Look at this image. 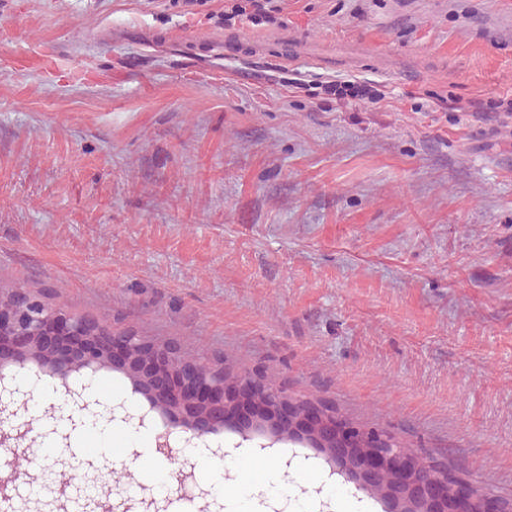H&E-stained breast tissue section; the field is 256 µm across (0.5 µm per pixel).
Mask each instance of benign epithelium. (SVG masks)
<instances>
[{"label":"benign epithelium","instance_id":"obj_1","mask_svg":"<svg viewBox=\"0 0 512 512\" xmlns=\"http://www.w3.org/2000/svg\"><path fill=\"white\" fill-rule=\"evenodd\" d=\"M104 369L121 372L130 391L104 396L99 388ZM31 406L45 407L37 420L44 421V434L54 436L59 448L70 447V437L87 415L109 430L154 435L156 458L166 463L183 458L170 478L179 498L199 503L197 512H223L224 503L201 487L190 456L226 457V429L240 437L236 447L252 442L259 454L301 440L322 455L330 475L381 502H394L399 492L421 505L415 512H505L496 499L435 474L437 462L391 447L377 431L349 425L308 403L270 402L259 379L226 381L192 360L175 361L164 347L94 328L86 319L58 311L33 316L19 299L0 306V498L15 496L23 487L13 457L31 447L34 421L20 415ZM159 416L167 422L161 432L156 431ZM83 466L98 483L112 471L107 459H88ZM46 512L95 510L79 508L73 492L63 487ZM101 512L170 510L167 501L115 492L112 507Z\"/></svg>","mask_w":512,"mask_h":512}]
</instances>
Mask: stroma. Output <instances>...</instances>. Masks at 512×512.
<instances>
[{
	"mask_svg": "<svg viewBox=\"0 0 512 512\" xmlns=\"http://www.w3.org/2000/svg\"><path fill=\"white\" fill-rule=\"evenodd\" d=\"M0 0V293L252 370L512 501V0ZM385 104L339 107L336 80ZM284 497L321 455L286 442ZM227 8L224 5L223 22L224 26L233 25L232 21L240 16L246 15L252 22L257 23H274L276 20L275 12L281 11L276 6H269L272 1L284 0H230Z\"/></svg>",
	"mask_w": 512,
	"mask_h": 512,
	"instance_id": "35a3bbf8",
	"label": "stroma"
}]
</instances>
